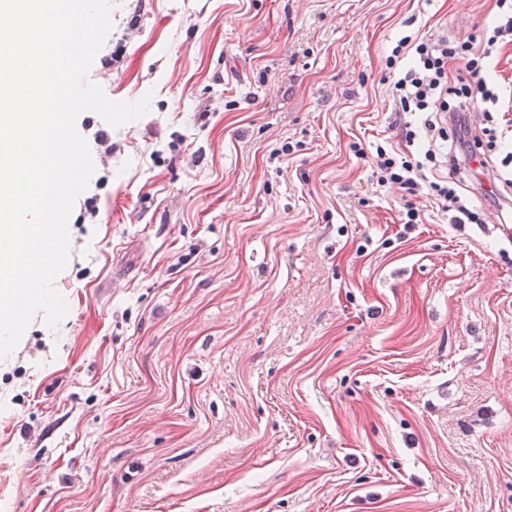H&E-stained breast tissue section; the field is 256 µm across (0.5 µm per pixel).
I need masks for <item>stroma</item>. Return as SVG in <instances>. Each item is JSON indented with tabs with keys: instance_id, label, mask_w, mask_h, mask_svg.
Masks as SVG:
<instances>
[{
	"instance_id": "1",
	"label": "stroma",
	"mask_w": 512,
	"mask_h": 512,
	"mask_svg": "<svg viewBox=\"0 0 512 512\" xmlns=\"http://www.w3.org/2000/svg\"><path fill=\"white\" fill-rule=\"evenodd\" d=\"M496 0H114L95 164L0 359L7 512H512V212L404 201L349 145L407 143L385 66ZM512 126V42L491 71ZM107 138L99 146L98 138ZM98 216H91V209Z\"/></svg>"
}]
</instances>
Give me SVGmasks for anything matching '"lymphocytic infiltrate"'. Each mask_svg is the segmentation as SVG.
Listing matches in <instances>:
<instances>
[{"mask_svg": "<svg viewBox=\"0 0 512 512\" xmlns=\"http://www.w3.org/2000/svg\"><path fill=\"white\" fill-rule=\"evenodd\" d=\"M501 13L490 27L483 45L471 40L445 38H400L386 58L387 68L396 70L394 83V111L396 114L426 113L427 132L439 130L441 125H460L465 113L488 111L495 104L488 74L492 54L499 41L512 37V0H496ZM464 65L469 79L455 83L453 73L457 65ZM479 137L472 132L455 134L441 148L421 147L418 152L397 154L384 146H376L374 161L380 184L396 187L403 196H414L427 190L435 193L444 210L453 212L457 224L471 219L467 206L470 189L461 166L469 160ZM443 160L446 176L433 178L431 162Z\"/></svg>", "mask_w": 512, "mask_h": 512, "instance_id": "f902f5d3", "label": "lymphocytic infiltrate"}]
</instances>
